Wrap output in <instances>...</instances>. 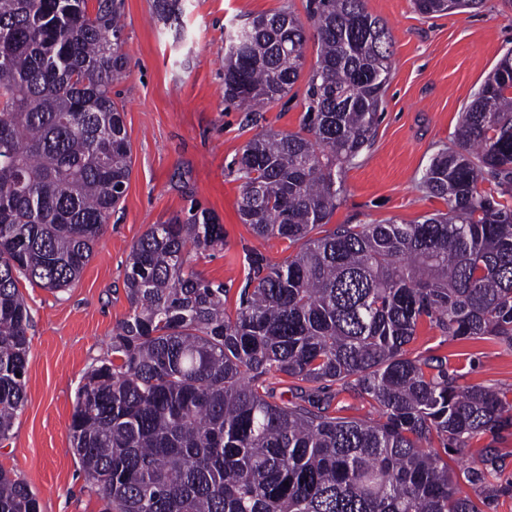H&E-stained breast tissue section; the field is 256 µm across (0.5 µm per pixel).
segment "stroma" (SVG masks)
I'll use <instances>...</instances> for the list:
<instances>
[{
  "mask_svg": "<svg viewBox=\"0 0 512 512\" xmlns=\"http://www.w3.org/2000/svg\"><path fill=\"white\" fill-rule=\"evenodd\" d=\"M308 0H179L178 22L159 18L154 0H124L128 69L112 85L124 108L132 173L94 254L79 277L52 292L21 281L31 313L26 402L0 467L36 492L41 512H102L104 502L74 455L69 425L86 374L111 359L117 325L129 314L127 256L150 225L193 205L213 210L226 246L197 256L196 271L224 284L235 309L244 284V248L270 262L289 255L287 241L262 240L239 219L241 188L231 165L241 148L268 129L301 127L304 82L288 103L245 112L224 100V33L281 11L306 18ZM393 38L384 110L372 145L344 172V191L330 225L411 224L445 209L423 188L431 157L453 147L462 112L503 54L512 49V0H483L479 9L425 16L413 0H365ZM409 357H444L458 383L512 389V349L487 340H456L422 323L405 347ZM337 416L374 421L376 406L334 384L321 389Z\"/></svg>",
  "mask_w": 512,
  "mask_h": 512,
  "instance_id": "stroma-1",
  "label": "stroma"
}]
</instances>
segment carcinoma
I'll return each mask as SVG.
<instances>
[{
    "label": "carcinoma",
    "mask_w": 512,
    "mask_h": 512,
    "mask_svg": "<svg viewBox=\"0 0 512 512\" xmlns=\"http://www.w3.org/2000/svg\"><path fill=\"white\" fill-rule=\"evenodd\" d=\"M481 0H414L422 15ZM317 62L299 132L249 140L233 162L241 222L294 252L244 250L235 313L193 254L224 248L201 207L134 243L130 306L112 359L78 388L72 449L104 512H485L503 458L487 447L453 473L442 455L512 427V399L458 386L442 359L410 358L424 322L512 348V51L481 83L423 185L447 210L413 224H340L343 166L373 139L392 37L364 0H309ZM122 0H0V439L25 405L30 313L20 279L59 291L93 255L124 197L132 150L112 83L126 71ZM224 48V100L261 112L301 76L290 11L255 17ZM494 187L482 191L485 177ZM302 383L278 403L264 385ZM338 383L374 424L331 415ZM443 449L438 453L434 447ZM289 485H284V482ZM486 493L477 499L461 485ZM0 512H40L0 467Z\"/></svg>",
    "instance_id": "1"
}]
</instances>
